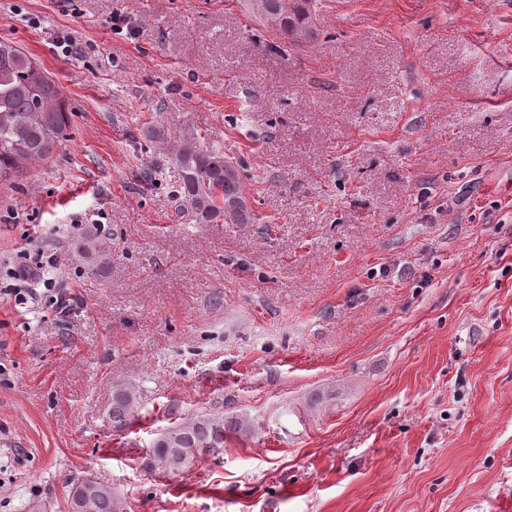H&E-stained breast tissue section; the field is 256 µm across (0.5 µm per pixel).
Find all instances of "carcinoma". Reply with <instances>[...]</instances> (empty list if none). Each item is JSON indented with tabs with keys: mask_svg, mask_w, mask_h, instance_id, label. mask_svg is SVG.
<instances>
[{
	"mask_svg": "<svg viewBox=\"0 0 512 512\" xmlns=\"http://www.w3.org/2000/svg\"><path fill=\"white\" fill-rule=\"evenodd\" d=\"M266 31L284 47H300L317 40L320 16L317 0H243ZM68 112L57 83L31 56L7 40H0V178L9 179L26 164L45 159L65 136ZM224 147L200 143L198 132L183 129L176 139L175 165L179 170L178 196L197 223L251 224L255 217L245 202L240 160L225 163ZM223 204H217V197ZM111 243L94 234L72 242L73 252L92 267L102 266ZM133 387L119 385L112 395V423L125 425L134 412ZM251 429L242 416L200 413L185 421L175 435H159L152 444L147 466L153 471L177 472L190 467L200 454L218 452L228 433ZM84 512H115L120 496L99 483Z\"/></svg>",
	"mask_w": 512,
	"mask_h": 512,
	"instance_id": "1",
	"label": "carcinoma"
}]
</instances>
